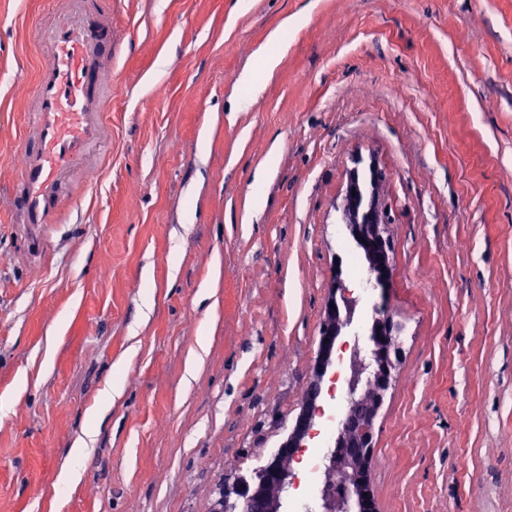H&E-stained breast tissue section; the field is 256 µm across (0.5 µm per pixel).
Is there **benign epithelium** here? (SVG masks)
Wrapping results in <instances>:
<instances>
[{
    "mask_svg": "<svg viewBox=\"0 0 512 512\" xmlns=\"http://www.w3.org/2000/svg\"><path fill=\"white\" fill-rule=\"evenodd\" d=\"M386 222L387 213L377 195H364L358 173H353L342 203L341 223L351 244L372 259V273L365 283L372 291L387 288L394 276ZM359 303L360 296L349 289L342 267H337L302 409L273 458L253 477L225 489L224 512H283L284 493L296 487L293 463L319 435V420L332 414L329 400L335 394L326 387L329 382L345 386L346 405L336 417L319 475L321 512H340L347 506L353 512H377L368 472L377 417L399 361L401 326L387 313L372 323L359 320ZM338 481L350 488L344 500L332 492Z\"/></svg>",
    "mask_w": 512,
    "mask_h": 512,
    "instance_id": "obj_1",
    "label": "benign epithelium"
}]
</instances>
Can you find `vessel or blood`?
<instances>
[{"mask_svg":"<svg viewBox=\"0 0 512 512\" xmlns=\"http://www.w3.org/2000/svg\"><path fill=\"white\" fill-rule=\"evenodd\" d=\"M64 15L38 25L45 54L23 129L12 207L28 251H42L53 224L74 209L81 173L109 139L112 0H63Z\"/></svg>","mask_w":512,"mask_h":512,"instance_id":"b4317fda","label":"vessel or blood"}]
</instances>
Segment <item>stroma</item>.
Listing matches in <instances>:
<instances>
[{
	"instance_id": "1",
	"label": "stroma",
	"mask_w": 512,
	"mask_h": 512,
	"mask_svg": "<svg viewBox=\"0 0 512 512\" xmlns=\"http://www.w3.org/2000/svg\"><path fill=\"white\" fill-rule=\"evenodd\" d=\"M53 9L0 0V512H208L270 459L359 158L394 268L360 309L403 326L377 512H512V0H112V138L35 260L10 190Z\"/></svg>"
}]
</instances>
